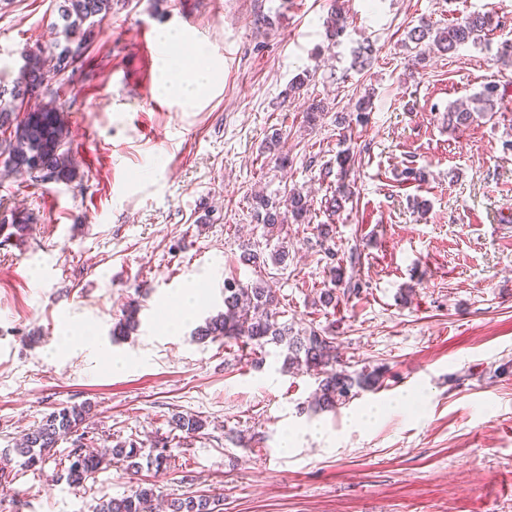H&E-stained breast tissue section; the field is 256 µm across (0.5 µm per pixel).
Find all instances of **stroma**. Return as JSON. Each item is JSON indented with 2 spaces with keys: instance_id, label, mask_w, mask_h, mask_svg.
<instances>
[{
  "instance_id": "35a3bbf8",
  "label": "stroma",
  "mask_w": 512,
  "mask_h": 512,
  "mask_svg": "<svg viewBox=\"0 0 512 512\" xmlns=\"http://www.w3.org/2000/svg\"><path fill=\"white\" fill-rule=\"evenodd\" d=\"M337 5L347 28L334 44ZM477 11L499 20L484 45L409 67L412 27ZM56 18V0H0L1 84L23 48L52 40ZM145 27L223 60L196 108L158 91L160 60L136 45ZM366 40L375 52L361 70L352 51ZM508 40L512 0H126L68 84L76 179L34 185L0 168V202L34 217L0 244V454L54 408L87 403L106 445H164L170 464L134 476L108 465L75 490L55 478L64 440L42 469L13 458L0 512H93L138 483L167 499L221 496V512H512V227L499 221L512 206ZM488 85L495 111L450 130L449 105ZM315 101L325 110L310 124ZM345 148L353 197L331 216L335 181L320 170ZM408 166L424 179L402 182ZM294 188L311 213L279 234L287 268L267 270L280 321L326 330L352 369L386 371L333 412L309 410L315 379L282 372L280 348L258 366L250 347L193 335L223 309L225 278H257L239 261L240 243L263 234L254 194ZM198 286L201 303H184ZM331 287L336 302L323 305ZM132 302L137 331L114 335ZM89 331L95 344L82 341ZM176 413L203 430L176 437Z\"/></svg>"
}]
</instances>
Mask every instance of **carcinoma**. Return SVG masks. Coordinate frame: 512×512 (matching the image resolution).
Returning a JSON list of instances; mask_svg holds the SVG:
<instances>
[{
	"mask_svg": "<svg viewBox=\"0 0 512 512\" xmlns=\"http://www.w3.org/2000/svg\"><path fill=\"white\" fill-rule=\"evenodd\" d=\"M121 0H59L58 20L52 28L60 31L64 40L54 39L46 45L26 48L18 75L9 89L0 86V158L4 167L13 173L28 176L34 184L70 182L76 176V166L69 150L71 131L66 123L63 103L53 84L59 83L67 73L78 68L77 53L86 52L95 41V28L112 16V10ZM492 31V16L488 12L473 13L443 28L421 24L409 30V42L420 45L429 42L439 52L456 53L468 45L485 42ZM497 100L496 89L487 86L465 102L448 106V124L458 127L470 123L474 115L491 112ZM349 156L341 152L336 156L339 178L329 199V210L336 214L345 208L353 196L345 182ZM254 217L268 233L283 229L284 224H304L311 212V203L299 190L288 193L284 202L257 195L253 199ZM32 223V214L24 209L6 208L0 216V231L4 228L23 232ZM241 260L256 267L272 261L286 267L288 252L279 246L265 254L260 242L241 245ZM276 291L268 281L259 278L243 284L234 278L224 279V311L207 318L195 335L200 340L231 341L265 350L274 344L285 351L283 366L287 371L311 373L318 387L313 404L322 411H334L350 401L360 390H374L382 386L385 371L381 367L371 370L349 371L337 355L336 337L323 330L304 327L293 330L286 322H279ZM138 308L129 306L116 324L119 332L127 334L139 326ZM86 405L59 407L43 419L16 443L13 452L24 459L27 468L42 466L53 456L54 448L63 440H72L73 448L67 455V465L58 474L59 480L75 488L111 462L124 464L129 469L146 465L162 469L168 459L166 448L143 453L135 442H119L101 452L82 449L90 431ZM174 428L192 437L204 427L199 418L177 413L172 416ZM157 488L139 485L124 496L112 498L96 512H152ZM169 512H214L215 499L206 494L175 497L168 503Z\"/></svg>",
	"mask_w": 512,
	"mask_h": 512,
	"instance_id": "1",
	"label": "carcinoma"
}]
</instances>
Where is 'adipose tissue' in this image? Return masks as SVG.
Instances as JSON below:
<instances>
[{
    "instance_id": "ef3b65f1",
    "label": "adipose tissue",
    "mask_w": 512,
    "mask_h": 512,
    "mask_svg": "<svg viewBox=\"0 0 512 512\" xmlns=\"http://www.w3.org/2000/svg\"><path fill=\"white\" fill-rule=\"evenodd\" d=\"M160 44L163 58L158 80L159 90L178 104L194 105L222 72V61L213 57L206 48L199 46L194 52L193 65H186L178 55L182 47V36L171 31L162 32Z\"/></svg>"
}]
</instances>
